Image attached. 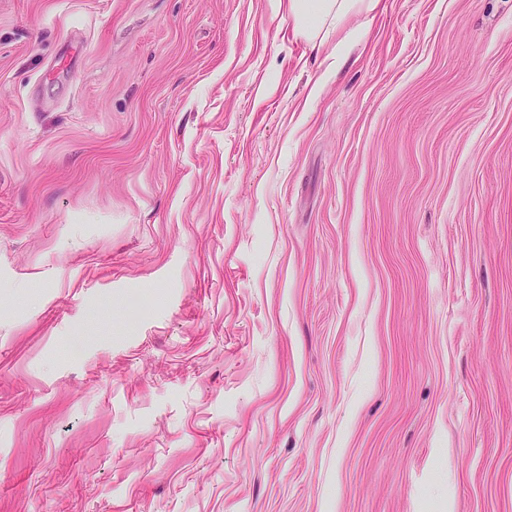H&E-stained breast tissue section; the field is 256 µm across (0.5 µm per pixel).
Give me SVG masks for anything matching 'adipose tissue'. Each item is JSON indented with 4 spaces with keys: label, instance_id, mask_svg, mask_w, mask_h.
<instances>
[{
    "label": "adipose tissue",
    "instance_id": "adipose-tissue-1",
    "mask_svg": "<svg viewBox=\"0 0 512 512\" xmlns=\"http://www.w3.org/2000/svg\"><path fill=\"white\" fill-rule=\"evenodd\" d=\"M379 0H275V11H286L293 18L296 33L317 39L323 29L345 22L362 9L376 10Z\"/></svg>",
    "mask_w": 512,
    "mask_h": 512
}]
</instances>
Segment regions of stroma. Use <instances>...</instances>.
<instances>
[{"mask_svg": "<svg viewBox=\"0 0 512 512\" xmlns=\"http://www.w3.org/2000/svg\"><path fill=\"white\" fill-rule=\"evenodd\" d=\"M0 0V512H512V0ZM380 0H276L274 11L288 12L295 23L296 33L314 40V47L320 50L325 45V38L315 41L318 35L328 25L336 24V31L353 13L361 11L364 7L376 10Z\"/></svg>", "mask_w": 512, "mask_h": 512, "instance_id": "stroma-1", "label": "stroma"}]
</instances>
